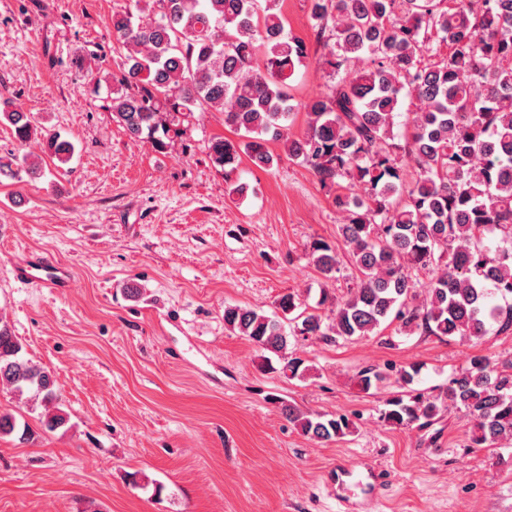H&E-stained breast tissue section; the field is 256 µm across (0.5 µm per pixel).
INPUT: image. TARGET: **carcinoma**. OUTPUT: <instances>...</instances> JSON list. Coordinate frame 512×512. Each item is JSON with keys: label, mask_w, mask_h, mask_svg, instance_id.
<instances>
[{"label": "carcinoma", "mask_w": 512, "mask_h": 512, "mask_svg": "<svg viewBox=\"0 0 512 512\" xmlns=\"http://www.w3.org/2000/svg\"><path fill=\"white\" fill-rule=\"evenodd\" d=\"M321 64L334 78L326 92L301 107L307 127L288 135L296 106L290 80L311 48L286 29L280 0H135V10L112 14L127 54L103 76L112 91L103 108L127 134L163 152L182 135L195 112L224 115L244 139L217 136L209 156L220 170L242 157L273 166L269 140L308 167L319 183L340 189L339 235L355 276L345 297L326 285L339 279L335 249L321 240L310 257L325 287L316 306L290 292L277 312L224 307L225 326L251 341L268 368L301 378L305 360L289 339L336 344L398 329L441 339H479L490 330L512 335V0H309ZM448 45L439 62L425 55ZM415 104L397 128L401 97ZM0 121L22 144L34 133L30 113L3 103ZM41 152L66 164L74 144L55 132L40 134ZM412 179H407V167ZM40 174L27 157H0V176ZM357 185L362 195L341 192ZM433 274L418 291L416 276ZM422 366L389 374L357 372L365 393L392 378L399 391L380 410L394 428L429 427L450 408L469 419V447L512 448V373L489 353L431 391L413 388ZM0 384L44 403L41 424L54 432L68 424L54 374L34 363L9 325L0 321ZM282 414L320 443L352 433L346 414L303 411L279 398ZM32 432L0 412V437Z\"/></svg>", "instance_id": "cac0c4a2"}]
</instances>
